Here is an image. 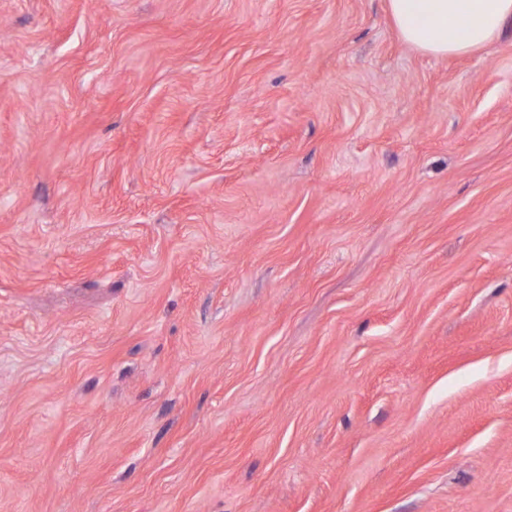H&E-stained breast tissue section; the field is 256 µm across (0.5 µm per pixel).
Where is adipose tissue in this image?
<instances>
[{
    "label": "adipose tissue",
    "instance_id": "ef3b65f1",
    "mask_svg": "<svg viewBox=\"0 0 512 512\" xmlns=\"http://www.w3.org/2000/svg\"><path fill=\"white\" fill-rule=\"evenodd\" d=\"M389 9L401 39L434 57L470 54L512 21V0H389ZM463 14L471 22L457 26Z\"/></svg>",
    "mask_w": 512,
    "mask_h": 512
}]
</instances>
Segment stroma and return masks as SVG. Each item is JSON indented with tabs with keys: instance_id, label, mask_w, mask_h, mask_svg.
I'll return each instance as SVG.
<instances>
[{
	"instance_id": "obj_1",
	"label": "stroma",
	"mask_w": 512,
	"mask_h": 512,
	"mask_svg": "<svg viewBox=\"0 0 512 512\" xmlns=\"http://www.w3.org/2000/svg\"><path fill=\"white\" fill-rule=\"evenodd\" d=\"M0 512H512V26L0 0ZM389 9L401 39L434 57L468 55L512 21V0H389Z\"/></svg>"
}]
</instances>
